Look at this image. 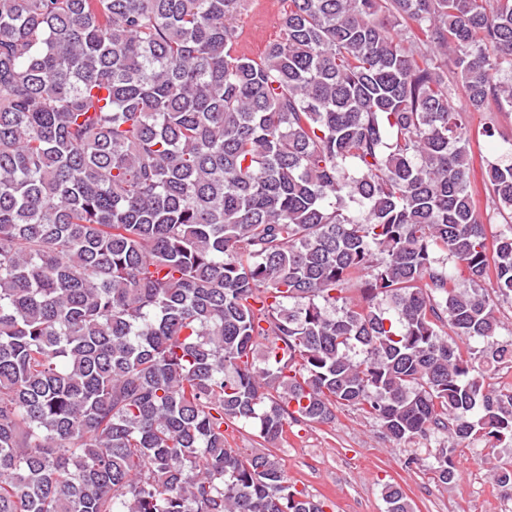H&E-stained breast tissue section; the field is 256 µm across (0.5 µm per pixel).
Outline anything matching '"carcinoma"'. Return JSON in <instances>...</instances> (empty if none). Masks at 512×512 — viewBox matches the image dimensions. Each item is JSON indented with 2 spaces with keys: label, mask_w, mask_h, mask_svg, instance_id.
<instances>
[{
  "label": "carcinoma",
  "mask_w": 512,
  "mask_h": 512,
  "mask_svg": "<svg viewBox=\"0 0 512 512\" xmlns=\"http://www.w3.org/2000/svg\"><path fill=\"white\" fill-rule=\"evenodd\" d=\"M250 6L0 0V512H324L274 448L343 407L512 442V161L490 232L450 105L512 112V0H280L255 57Z\"/></svg>",
  "instance_id": "cac0c4a2"
}]
</instances>
